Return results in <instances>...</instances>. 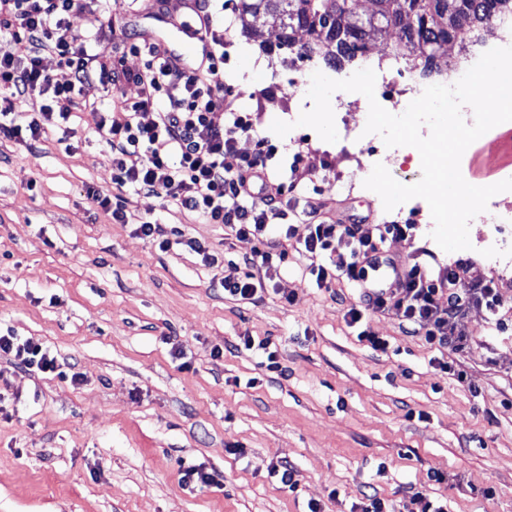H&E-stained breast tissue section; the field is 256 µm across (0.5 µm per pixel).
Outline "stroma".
<instances>
[{
    "label": "stroma",
    "mask_w": 512,
    "mask_h": 512,
    "mask_svg": "<svg viewBox=\"0 0 512 512\" xmlns=\"http://www.w3.org/2000/svg\"><path fill=\"white\" fill-rule=\"evenodd\" d=\"M224 3V83L229 109L245 113L250 153L265 138L276 155L269 174L296 176L331 218L369 217L412 225L387 241L384 257L431 274L457 259L471 282L494 281L503 307L474 306L453 322L462 352H440L408 333L393 312H366L389 343L371 349L349 326L350 285L317 287L308 259L287 264L254 302L226 296L218 282L251 254L249 238H225L164 198L117 188L108 146L96 135L102 110L136 98L86 86L89 108L73 112L65 149L49 134L37 152L0 135V332L46 345L66 378L16 367L0 355V512H355L364 495L400 512L421 491L445 512H512V279L496 278L486 251L490 223L469 229L471 249L445 252L420 222L424 200L385 211L364 180L388 154L364 135L369 104L344 92L331 106L338 142L308 127L274 134L273 120L306 109L320 60L273 50L278 31L262 17L241 21L239 0ZM90 0L70 19L95 33L103 15L114 32L104 52L157 41L193 60L180 28L189 0ZM118 196L125 223L86 195ZM152 220L208 245L162 250L136 232ZM269 339L278 368L244 349L240 337ZM451 365L435 368L438 359ZM216 476L181 483L182 463ZM288 464V489L269 475Z\"/></svg>",
    "instance_id": "stroma-1"
}]
</instances>
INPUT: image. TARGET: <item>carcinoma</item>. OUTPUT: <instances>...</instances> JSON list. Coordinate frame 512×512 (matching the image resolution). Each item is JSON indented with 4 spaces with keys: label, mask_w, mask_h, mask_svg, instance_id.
<instances>
[{
    "label": "carcinoma",
    "mask_w": 512,
    "mask_h": 512,
    "mask_svg": "<svg viewBox=\"0 0 512 512\" xmlns=\"http://www.w3.org/2000/svg\"><path fill=\"white\" fill-rule=\"evenodd\" d=\"M354 0H240L241 14L271 16L279 30L275 47L298 60L321 59L330 67L355 60L368 40L398 28L395 54L411 58L425 77L441 73L437 50L465 29L474 31L505 11L504 0H374L376 10L361 18ZM306 40L296 44L293 32Z\"/></svg>",
    "instance_id": "1"
}]
</instances>
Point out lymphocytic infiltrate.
Returning <instances> with one entry per match:
<instances>
[{"mask_svg": "<svg viewBox=\"0 0 512 512\" xmlns=\"http://www.w3.org/2000/svg\"><path fill=\"white\" fill-rule=\"evenodd\" d=\"M211 3H195V27L210 46L199 66L186 64L162 44L144 42L132 48L141 60L133 70L125 57L98 53L100 34L72 31L69 18L86 0H0V133L35 148L49 130L69 132L86 85L96 82L117 91L136 82L138 97L125 101L121 111L106 112L97 128L111 150L112 180L165 198L205 223L223 225L229 235L256 240L249 256L225 270L220 282L225 295L255 300L264 280L272 279L295 250L316 257L309 272L317 287L344 279L360 288L363 305L349 307L346 318L359 326V340L373 350L386 351L388 342L362 328L368 309L394 312L411 333L437 349L462 350L450 320L473 304L493 315L501 306L492 284L466 285V261L437 276L418 265L399 270L402 294L388 295L369 282L367 271L383 264L382 244L407 235L409 225L327 219L313 202L288 198L284 184L270 182L267 162L273 150L265 139H257L253 153L237 152L238 138L249 134L251 125L241 113L224 109V35L214 27ZM45 50L69 71V80L57 83L46 73ZM29 99L39 102L32 117L19 110ZM219 111L225 114L220 125L213 121ZM144 112L156 113V120L142 123ZM300 224L306 227L302 236L296 233ZM0 352L19 367L43 373L61 369L46 346L29 338L0 334Z\"/></svg>", "mask_w": 512, "mask_h": 512, "instance_id": "obj_1", "label": "lymphocytic infiltrate"}]
</instances>
